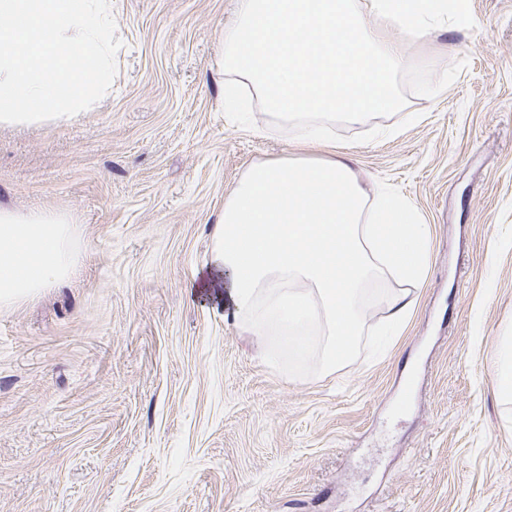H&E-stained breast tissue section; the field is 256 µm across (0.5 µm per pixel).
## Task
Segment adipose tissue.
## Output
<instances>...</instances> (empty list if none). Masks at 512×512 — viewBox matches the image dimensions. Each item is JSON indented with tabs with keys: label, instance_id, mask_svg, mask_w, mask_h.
<instances>
[{
	"label": "adipose tissue",
	"instance_id": "1",
	"mask_svg": "<svg viewBox=\"0 0 512 512\" xmlns=\"http://www.w3.org/2000/svg\"><path fill=\"white\" fill-rule=\"evenodd\" d=\"M237 2L217 48L225 111L259 104L268 130L331 153L244 170L209 228L208 279L237 326L313 355L329 374L353 357L367 303H386L390 330L411 315L429 256L415 208L387 186L366 191L334 128L401 109L402 37L464 29L468 0ZM73 236L65 212L0 207V306L69 277Z\"/></svg>",
	"mask_w": 512,
	"mask_h": 512
}]
</instances>
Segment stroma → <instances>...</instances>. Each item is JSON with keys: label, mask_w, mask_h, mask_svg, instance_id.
I'll return each instance as SVG.
<instances>
[{"label": "stroma", "mask_w": 512, "mask_h": 512, "mask_svg": "<svg viewBox=\"0 0 512 512\" xmlns=\"http://www.w3.org/2000/svg\"><path fill=\"white\" fill-rule=\"evenodd\" d=\"M234 0H111L116 75L68 124L0 128V204L65 211L62 285L0 308V512H512V0L406 39L402 115L335 128L364 187L430 230L402 330L368 309L351 362L279 370L197 289L208 226L253 162L213 69ZM498 360L494 369L502 401L512 403V330L498 337Z\"/></svg>", "instance_id": "stroma-1"}]
</instances>
